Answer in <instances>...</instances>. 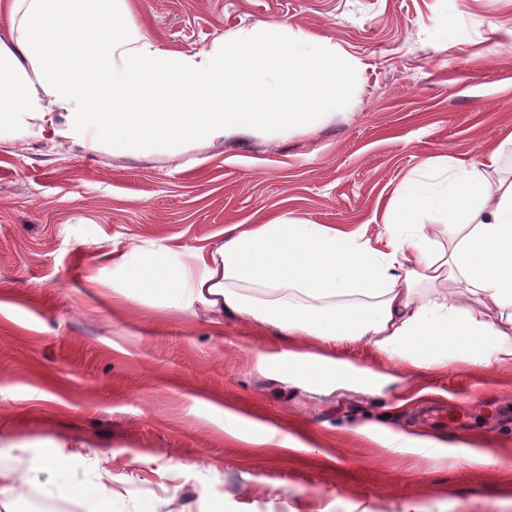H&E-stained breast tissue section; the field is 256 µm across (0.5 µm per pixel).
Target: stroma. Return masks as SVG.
<instances>
[{
	"instance_id": "stroma-1",
	"label": "stroma",
	"mask_w": 512,
	"mask_h": 512,
	"mask_svg": "<svg viewBox=\"0 0 512 512\" xmlns=\"http://www.w3.org/2000/svg\"><path fill=\"white\" fill-rule=\"evenodd\" d=\"M165 47L285 23L357 58L356 88L313 131L239 134L132 157L109 146L0 142V468L5 443H86L123 499L174 512H512V368L452 361L375 388L319 393L277 379L244 316L116 295L102 253L180 249L280 215L380 230L428 158L479 161L512 133V50L488 25L512 0H127ZM96 287H89L90 276ZM275 442L258 444L268 429ZM396 432L477 436L474 465L397 448ZM145 461H138L136 453Z\"/></svg>"
}]
</instances>
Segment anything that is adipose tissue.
<instances>
[{
  "label": "adipose tissue",
  "instance_id": "1",
  "mask_svg": "<svg viewBox=\"0 0 512 512\" xmlns=\"http://www.w3.org/2000/svg\"><path fill=\"white\" fill-rule=\"evenodd\" d=\"M0 20L9 29L0 40V141L35 135L56 148L94 136L140 155L257 130L278 136L333 114L358 75L326 39L283 24L185 54L160 46L126 0H0ZM502 155L497 147L476 163L425 160L373 238L280 215L225 227L223 243L190 264L172 263L170 247L116 248L105 259L121 296L181 311L199 305L215 325L244 315L287 337L285 371L307 390L331 392L359 375L346 357L358 344L384 367L377 384L400 366L512 367V180L498 175ZM430 212L444 218L447 245L426 233ZM443 280L453 291L440 289ZM474 301L485 314H473ZM307 339L318 352L304 349ZM11 451L28 456L29 469H0V512H21L33 472L49 498L139 512L116 510L110 472L88 485L67 475L84 448Z\"/></svg>",
  "mask_w": 512,
  "mask_h": 512
}]
</instances>
